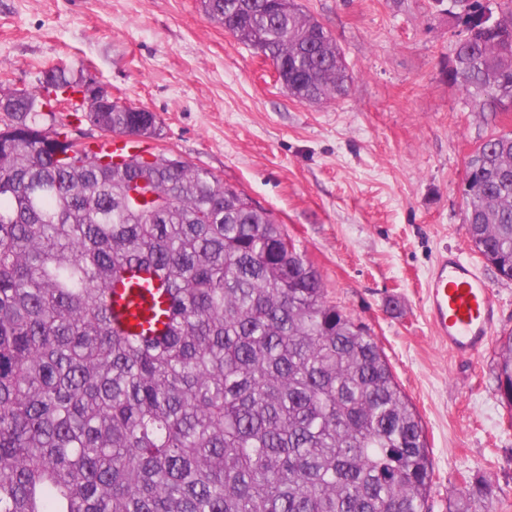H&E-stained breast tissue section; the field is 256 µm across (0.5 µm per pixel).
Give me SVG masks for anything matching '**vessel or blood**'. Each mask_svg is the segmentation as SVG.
<instances>
[{"mask_svg":"<svg viewBox=\"0 0 512 512\" xmlns=\"http://www.w3.org/2000/svg\"><path fill=\"white\" fill-rule=\"evenodd\" d=\"M142 142L116 136L95 144L98 153L127 154ZM163 296L158 288H116L112 291V323L128 333L147 327ZM427 313L440 342L458 358L478 356L500 319L488 282L472 262L456 250L440 254L426 280Z\"/></svg>","mask_w":512,"mask_h":512,"instance_id":"b4317fda","label":"vessel or blood"}]
</instances>
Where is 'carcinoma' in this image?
Listing matches in <instances>:
<instances>
[{"mask_svg": "<svg viewBox=\"0 0 512 512\" xmlns=\"http://www.w3.org/2000/svg\"><path fill=\"white\" fill-rule=\"evenodd\" d=\"M280 65L299 103L350 76L295 0H201ZM465 28L448 80L491 118L512 106V0H448ZM64 67L51 85L72 87ZM0 512H426L421 419L382 348L338 306L272 213L165 153L95 162L43 135L40 84L0 99ZM102 132L152 139L157 115L92 101ZM474 249L512 280V134L466 162ZM153 268L168 327L112 328L122 272ZM512 408V332L497 338Z\"/></svg>", "mask_w": 512, "mask_h": 512, "instance_id": "obj_1", "label": "carcinoma"}]
</instances>
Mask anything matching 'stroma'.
I'll use <instances>...</instances> for the list:
<instances>
[{"label": "stroma", "mask_w": 512, "mask_h": 512, "mask_svg": "<svg viewBox=\"0 0 512 512\" xmlns=\"http://www.w3.org/2000/svg\"><path fill=\"white\" fill-rule=\"evenodd\" d=\"M345 57L346 96L291 99L271 61L208 19L200 0H0V86L68 67L154 112L153 142L271 211L329 302L365 324L416 409L434 477L429 512H512V407L497 349L462 361L426 319L424 282L461 249L512 332V281L472 246L466 162L512 131L448 80L461 31L436 0H296ZM485 484V494L474 491Z\"/></svg>", "instance_id": "1"}]
</instances>
